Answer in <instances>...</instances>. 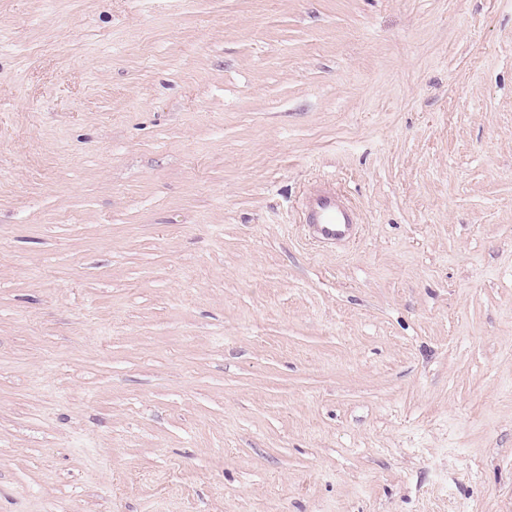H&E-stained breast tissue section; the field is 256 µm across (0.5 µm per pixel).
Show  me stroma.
<instances>
[{"instance_id":"obj_1","label":"stroma","mask_w":512,"mask_h":512,"mask_svg":"<svg viewBox=\"0 0 512 512\" xmlns=\"http://www.w3.org/2000/svg\"><path fill=\"white\" fill-rule=\"evenodd\" d=\"M0 512H512V0H0ZM307 221L314 224L320 237L335 240L342 238L352 224H357L358 213L336 194V190L318 187L308 199Z\"/></svg>"}]
</instances>
